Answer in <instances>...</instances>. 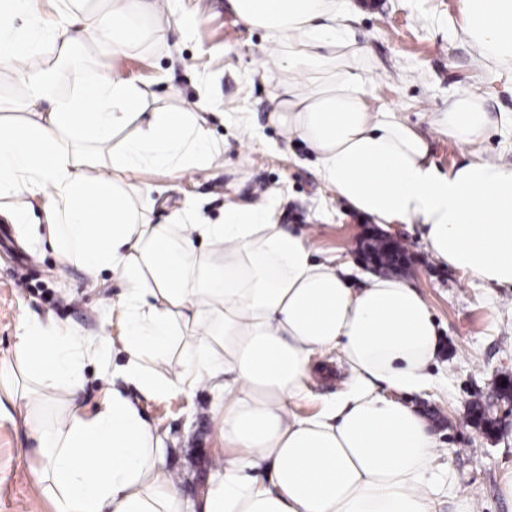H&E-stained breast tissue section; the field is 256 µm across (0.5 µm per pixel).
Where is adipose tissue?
I'll return each mask as SVG.
<instances>
[{
	"label": "adipose tissue",
	"instance_id": "ef3b65f1",
	"mask_svg": "<svg viewBox=\"0 0 512 512\" xmlns=\"http://www.w3.org/2000/svg\"><path fill=\"white\" fill-rule=\"evenodd\" d=\"M227 2L275 45L273 119L286 141L309 148L338 200L386 231L421 225L436 260L512 285V165L478 151L489 124L481 98L462 91L441 113L449 138L474 150L441 171L417 131L372 111L346 0ZM153 9L112 0L49 29L40 0H0V67L25 87L14 107L27 115L20 126L0 122V196L17 199L20 224L40 206L62 257L127 284L126 361L95 411L81 400L83 336L49 321L24 324L17 337L18 373L63 394L48 416L30 392H5L24 408L37 484L55 512H191L164 464L165 436L123 387L153 397L204 385L224 396L215 423L232 452L214 463L201 512H436L429 423L378 390L430 384L439 333L416 288L373 274L350 287L349 266L315 260L309 237L278 224L269 201L225 205L217 223L191 211L154 223L149 194L126 177L148 166L209 168L204 103L150 108L136 85L99 71L60 100L49 71L32 64L45 45L64 51L87 37L125 53L148 37L140 15ZM461 29L486 62L512 65V0H461ZM183 336L180 369L158 373ZM329 352L348 365L350 390L315 416L295 415L313 360Z\"/></svg>",
	"mask_w": 512,
	"mask_h": 512
}]
</instances>
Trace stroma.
Wrapping results in <instances>:
<instances>
[{"mask_svg": "<svg viewBox=\"0 0 512 512\" xmlns=\"http://www.w3.org/2000/svg\"><path fill=\"white\" fill-rule=\"evenodd\" d=\"M357 15L354 38L365 52L371 76V107L398 114L424 134L434 163L443 170L460 165L470 150L441 132L438 113L467 88L481 96L494 124L481 148L486 157L512 165V127L500 123L512 114V71H488L480 52L460 30V0H348ZM197 15L192 33L167 27L152 40L115 57L86 40L74 53L76 65L57 84L58 96L77 91L99 70L134 83L148 105L187 107L207 99L216 162L196 174L174 177L146 167L133 184L151 191L154 220L169 223L173 213L199 209L219 219L225 204L279 194V223L312 228L320 257L357 270L365 265L359 241L370 222L348 210L320 181L309 149L285 142L270 114L264 64L271 50L264 31L249 27L225 10L224 0H179ZM251 113L254 145L244 148L221 115ZM14 199L0 197V381L11 378L16 336L25 321L54 320L85 336H104L120 344L125 320L119 306L122 280L112 272L90 275L51 248L41 210L29 226L15 224ZM393 231L408 248L400 275L427 299L440 334L441 351L429 371L435 384L424 391L397 393V400L427 416L440 448L432 474L439 489L438 512H512V399L496 394L501 377H512V286L488 285L432 260L424 250L419 225L397 224ZM311 399L294 406L301 416L316 414L321 402L350 387L346 366L325 363L307 382ZM145 419L167 436L165 465L181 474V492L191 503L203 494L215 456L226 454L213 410L217 394L140 396ZM482 403L497 426L483 430L470 416ZM33 447L18 408L0 402V512H53L35 483Z\"/></svg>", "mask_w": 512, "mask_h": 512, "instance_id": "35a3bbf8", "label": "stroma"}]
</instances>
